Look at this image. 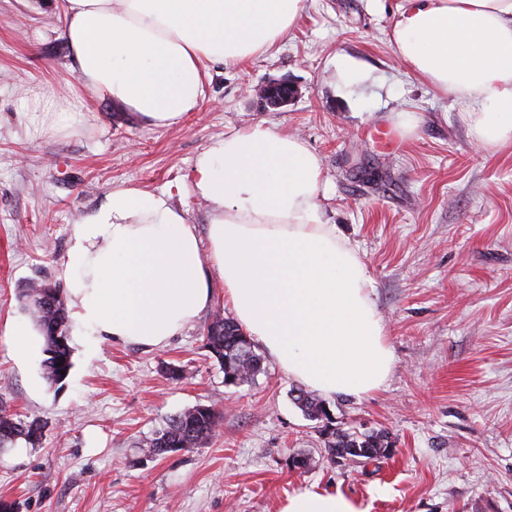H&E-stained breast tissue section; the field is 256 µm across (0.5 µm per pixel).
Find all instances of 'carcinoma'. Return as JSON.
<instances>
[{
    "mask_svg": "<svg viewBox=\"0 0 512 512\" xmlns=\"http://www.w3.org/2000/svg\"><path fill=\"white\" fill-rule=\"evenodd\" d=\"M42 284H29L25 299L29 315L44 333L45 352L49 354L43 361L45 377L50 382L65 379L62 372H70L72 354L66 334V311L63 289L54 286L42 305H35V300L42 297ZM207 345L215 350V359L224 368V377H233L245 383L252 381L263 371V359L256 353L254 345L235 321L226 319L206 337ZM293 401L309 419L328 417L326 403L313 393L297 388ZM221 416L212 408L202 412L198 408L186 410L172 416L165 428L160 430L149 445V451L163 454L168 448L191 449L201 445L216 434ZM43 426L40 421H23L13 414L0 415V447L22 438L34 446L41 442ZM351 448L360 452L350 455L353 461L359 459L379 460L386 457L392 441L385 430L358 432L335 430L327 434L324 449L334 459Z\"/></svg>",
    "mask_w": 512,
    "mask_h": 512,
    "instance_id": "cac0c4a2",
    "label": "carcinoma"
}]
</instances>
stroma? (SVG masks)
I'll list each match as a JSON object with an SVG mask.
<instances>
[{
    "label": "stroma",
    "mask_w": 512,
    "mask_h": 512,
    "mask_svg": "<svg viewBox=\"0 0 512 512\" xmlns=\"http://www.w3.org/2000/svg\"><path fill=\"white\" fill-rule=\"evenodd\" d=\"M404 0H305L296 25L245 65L207 66L205 98L156 128L82 87L66 67L62 0H0V328L27 317L31 281L62 284L75 223L112 190L166 193L206 233L192 191L198 154L261 125L301 137L322 162L319 203L358 249L394 364L356 398L328 397L329 424L305 417L297 382L271 356L254 381L224 383L203 333L230 317L223 284L199 321L161 347L70 338L62 382L44 353L19 363L0 332V411L43 424V440L0 447L9 512H278L290 494L341 491L365 512H512V145L481 144L468 106L400 63ZM361 74L350 84L344 64ZM293 82L285 108L257 111L247 86ZM50 99L80 115L41 112ZM414 118V131L396 126ZM396 130L384 152L367 137ZM197 405L222 416L199 448L152 457L168 419ZM383 429L377 461L330 460L326 427ZM310 455L293 470L288 459Z\"/></svg>",
    "instance_id": "stroma-1"
}]
</instances>
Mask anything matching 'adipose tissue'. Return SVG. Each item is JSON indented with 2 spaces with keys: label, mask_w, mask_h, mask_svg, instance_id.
I'll return each mask as SVG.
<instances>
[{
  "label": "adipose tissue",
  "mask_w": 512,
  "mask_h": 512,
  "mask_svg": "<svg viewBox=\"0 0 512 512\" xmlns=\"http://www.w3.org/2000/svg\"><path fill=\"white\" fill-rule=\"evenodd\" d=\"M304 0H64L71 70L94 94L165 128L195 111L202 64L273 49ZM395 53L433 87L474 105L478 142L512 141V0H405ZM322 164L298 136L254 126L197 156L206 237L163 195L113 190L74 226L63 267L73 333L160 347L209 308L219 276L236 318L301 385L361 397L393 353L356 247L319 204ZM280 512H364L341 492L306 490Z\"/></svg>",
  "instance_id": "ef3b65f1"
}]
</instances>
